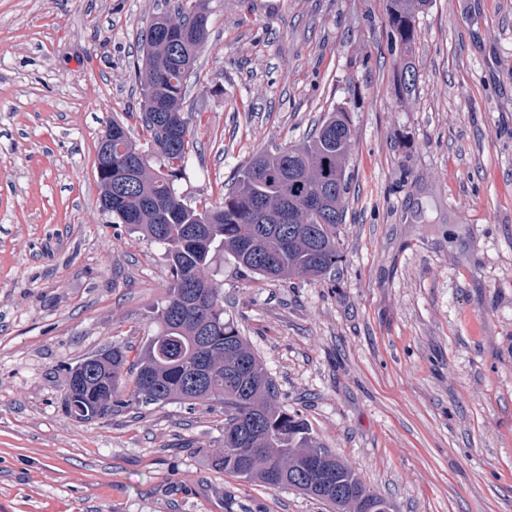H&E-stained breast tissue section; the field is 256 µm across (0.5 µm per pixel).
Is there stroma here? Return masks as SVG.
Returning <instances> with one entry per match:
<instances>
[{
    "label": "stroma",
    "mask_w": 512,
    "mask_h": 512,
    "mask_svg": "<svg viewBox=\"0 0 512 512\" xmlns=\"http://www.w3.org/2000/svg\"><path fill=\"white\" fill-rule=\"evenodd\" d=\"M177 3L0 0V512H328L212 467L221 403L65 411L68 368L139 353L172 280L95 160L109 121L142 141L140 34ZM204 3L188 203L334 108L353 130L341 262L266 283L221 255L225 317L397 512H512V0H431L407 98L388 0Z\"/></svg>",
    "instance_id": "obj_1"
}]
</instances>
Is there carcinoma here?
Returning <instances> with one entry per match:
<instances>
[{"mask_svg":"<svg viewBox=\"0 0 512 512\" xmlns=\"http://www.w3.org/2000/svg\"><path fill=\"white\" fill-rule=\"evenodd\" d=\"M431 0H389L391 38L404 58L400 86H415L416 17ZM205 16L183 6L161 14L142 32L144 55L136 73L145 145L114 120L112 171H97L101 194L112 193V218L164 246L173 281L156 310L157 334L133 362L129 350L96 353L87 381L70 368L66 413L81 421L102 418L134 402L224 404V448L215 470L269 488V467L318 448L304 421L276 403L277 391L260 358L234 322L224 318V295L211 267L226 253L259 280H316L336 268L342 255L336 229L344 223L349 193L347 159L353 132L347 112L327 113L312 136L289 148L265 150L238 172L224 198L211 208L191 206L176 182L186 174L192 130L183 105L188 80L208 36ZM157 160L159 166L151 165ZM205 300L184 308L192 290ZM338 489L311 484L312 476L288 480L334 512H362L370 492L351 467L333 458Z\"/></svg>","mask_w":512,"mask_h":512,"instance_id":"carcinoma-1","label":"carcinoma"}]
</instances>
